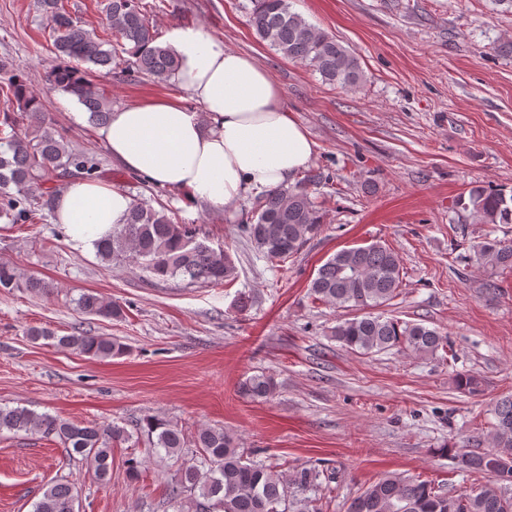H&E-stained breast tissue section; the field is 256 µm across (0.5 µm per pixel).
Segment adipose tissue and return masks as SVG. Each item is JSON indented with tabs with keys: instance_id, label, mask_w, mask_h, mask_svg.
Here are the masks:
<instances>
[{
	"instance_id": "1",
	"label": "adipose tissue",
	"mask_w": 512,
	"mask_h": 512,
	"mask_svg": "<svg viewBox=\"0 0 512 512\" xmlns=\"http://www.w3.org/2000/svg\"><path fill=\"white\" fill-rule=\"evenodd\" d=\"M170 44L180 59L175 80L201 110L160 99L111 112L98 134L125 169L229 213L246 193L285 185L306 167L315 144L255 56L192 28L174 29ZM132 204L112 185L76 179L58 195L55 221L90 252Z\"/></svg>"
}]
</instances>
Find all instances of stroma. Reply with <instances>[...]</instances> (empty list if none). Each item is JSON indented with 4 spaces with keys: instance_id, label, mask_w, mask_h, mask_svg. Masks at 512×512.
Segmentation results:
<instances>
[{
    "instance_id": "1",
    "label": "stroma",
    "mask_w": 512,
    "mask_h": 512,
    "mask_svg": "<svg viewBox=\"0 0 512 512\" xmlns=\"http://www.w3.org/2000/svg\"><path fill=\"white\" fill-rule=\"evenodd\" d=\"M168 43L176 28L223 38L250 53L282 87L286 106L315 142L306 167L323 214L320 232L282 262L250 243L239 221L247 194L227 213L158 187L112 158L81 106L53 88L57 63L36 0H0V59L25 73L69 146L94 154L98 178L133 200L164 205L200 238L229 251L235 273L222 285L155 279L129 263L76 249L52 209L35 223H0V262L54 286L51 294L0 290V406L21 405L77 422L134 428L154 415L187 432L234 433L278 470L303 464L331 472L318 505L346 512L369 484L396 473L431 481L451 496L482 484L452 451L489 449L496 400L512 395V270L483 266L472 246L512 239V224H483L460 199L476 186L512 189V6L497 0H291L292 11L353 50L365 81L356 89L322 82L256 34L249 0H145ZM113 108L156 99L194 106L175 81L98 75ZM380 242L403 269L389 316L446 334L452 354L395 350L370 357L333 336L347 310L309 293L337 251ZM93 291L124 314L104 320L75 300ZM111 336L126 356L98 360L32 340L30 328L63 335L72 327ZM483 391L457 389L456 373ZM265 373L274 394H239ZM146 440L113 450L103 484L55 439L0 434V512H32L43 485L64 477L80 491V512H177L169 485L183 459L145 455ZM146 456L137 479L124 465Z\"/></svg>"
}]
</instances>
